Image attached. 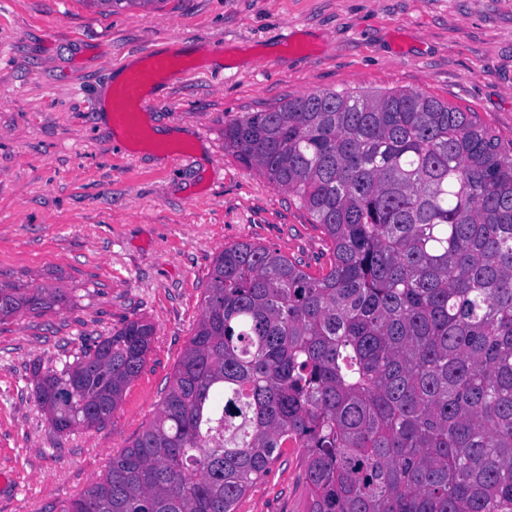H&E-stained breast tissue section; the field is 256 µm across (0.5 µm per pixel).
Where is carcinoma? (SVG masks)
Returning <instances> with one entry per match:
<instances>
[{"mask_svg": "<svg viewBox=\"0 0 512 512\" xmlns=\"http://www.w3.org/2000/svg\"><path fill=\"white\" fill-rule=\"evenodd\" d=\"M224 144L309 212L329 268L219 252L155 418L61 512H234L288 443L307 512H512V150L404 91L309 92ZM66 306L0 285V321ZM154 335L129 320L34 367L53 429L108 422Z\"/></svg>", "mask_w": 512, "mask_h": 512, "instance_id": "1", "label": "carcinoma"}]
</instances>
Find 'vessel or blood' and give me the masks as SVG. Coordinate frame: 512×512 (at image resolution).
Segmentation results:
<instances>
[{"label": "vessel or blood", "instance_id": "1", "mask_svg": "<svg viewBox=\"0 0 512 512\" xmlns=\"http://www.w3.org/2000/svg\"><path fill=\"white\" fill-rule=\"evenodd\" d=\"M184 70L180 56L165 53H148L142 66L130 70L122 84L112 91V123L129 136H137L141 115L154 105L149 95L153 83L161 77H175Z\"/></svg>", "mask_w": 512, "mask_h": 512}]
</instances>
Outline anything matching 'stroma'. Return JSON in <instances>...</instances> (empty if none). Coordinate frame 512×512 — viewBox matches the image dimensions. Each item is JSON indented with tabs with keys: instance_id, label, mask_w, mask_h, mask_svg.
I'll return each mask as SVG.
<instances>
[{
	"instance_id": "obj_1",
	"label": "stroma",
	"mask_w": 512,
	"mask_h": 512,
	"mask_svg": "<svg viewBox=\"0 0 512 512\" xmlns=\"http://www.w3.org/2000/svg\"><path fill=\"white\" fill-rule=\"evenodd\" d=\"M175 50L189 67L151 89L137 138L103 121L115 71ZM323 90L420 92L511 148L512 0H0V284L68 299L0 322V512H59L149 425L218 252L248 241L328 267L308 212L224 147L232 119ZM138 318L154 341L112 418L58 434L34 366ZM306 502L302 451L286 448L235 512Z\"/></svg>"
}]
</instances>
